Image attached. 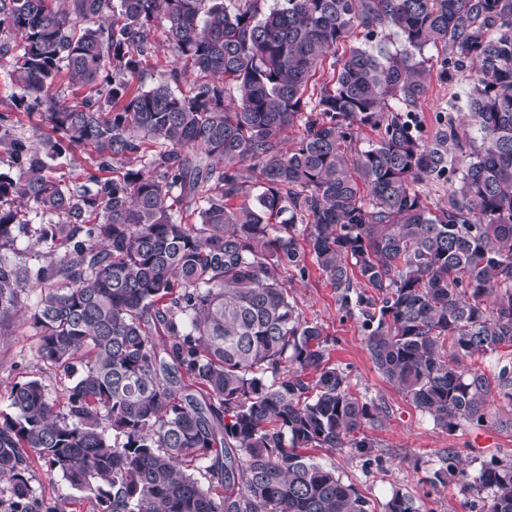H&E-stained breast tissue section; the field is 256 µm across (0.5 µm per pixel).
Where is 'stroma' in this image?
Returning a JSON list of instances; mask_svg holds the SVG:
<instances>
[{
	"label": "stroma",
	"mask_w": 512,
	"mask_h": 512,
	"mask_svg": "<svg viewBox=\"0 0 512 512\" xmlns=\"http://www.w3.org/2000/svg\"><path fill=\"white\" fill-rule=\"evenodd\" d=\"M8 69V61L0 60V112L13 113L18 134L31 141L50 135L51 128L41 110L14 106ZM468 89V80L461 76L450 83L435 76L429 78L416 112L423 142H432L447 130L452 118L457 121L461 142L474 137V130L459 120L466 110ZM293 294L303 318L321 324L328 335L331 363L348 370L355 391L385 401L389 410L381 422L366 428L376 442L372 456L362 459L347 449L323 448L315 452L318 462L333 467L345 483L354 485L366 497L372 512H383L385 503L398 490L413 495L422 512H469L467 498L456 481L433 487L428 479L449 448L461 454L473 478L490 458L512 461V404L493 400L490 412L500 420L496 426H465L453 432L436 426L377 372L366 349L358 311L342 309L335 289L320 273L314 271L305 279L294 280ZM37 344L35 330L20 314L0 335V412L8 409L13 383L22 375L38 374Z\"/></svg>",
	"instance_id": "stroma-1"
}]
</instances>
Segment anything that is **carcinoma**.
I'll return each instance as SVG.
<instances>
[{
  "label": "carcinoma",
  "instance_id": "1",
  "mask_svg": "<svg viewBox=\"0 0 512 512\" xmlns=\"http://www.w3.org/2000/svg\"><path fill=\"white\" fill-rule=\"evenodd\" d=\"M265 2L0 0V29L18 37L0 43L15 105L46 108L58 134L31 147L0 113L16 168L0 173V327L26 310L64 398L40 376L11 386L6 512L85 499L96 512H371L308 454L370 455L363 428L387 410L330 363L323 327L290 296L284 275L312 267L358 310L374 367L436 425L483 427L493 395L512 401V361L492 377L463 366L512 349V0ZM157 25L172 68L135 88ZM390 35L399 49L374 45ZM430 45L441 80L469 70L477 136L460 157L453 126L428 145L412 117ZM187 68L202 77L183 90ZM63 73L88 95L70 100ZM363 128L378 138L354 152ZM85 146L101 161L84 182L49 176ZM458 165L448 205L431 208L420 185ZM35 460L76 494H37ZM450 477L485 512H512V462L472 482L450 448L428 481ZM384 512L419 508L398 490Z\"/></svg>",
  "mask_w": 512,
  "mask_h": 512
}]
</instances>
